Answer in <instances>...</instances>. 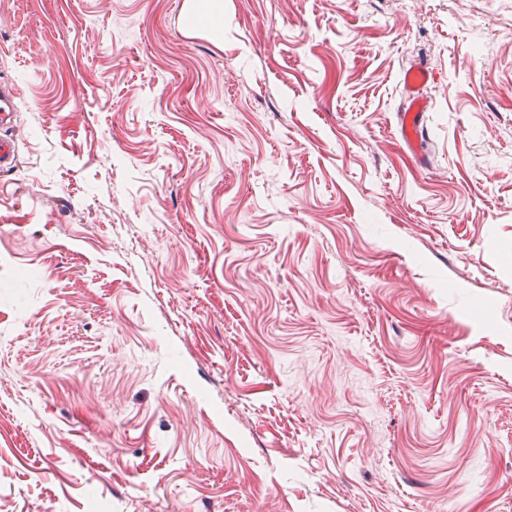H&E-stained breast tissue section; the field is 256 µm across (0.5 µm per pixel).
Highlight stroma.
<instances>
[{
  "label": "stroma",
  "instance_id": "1",
  "mask_svg": "<svg viewBox=\"0 0 512 512\" xmlns=\"http://www.w3.org/2000/svg\"><path fill=\"white\" fill-rule=\"evenodd\" d=\"M222 2L0 0V512H512V0ZM433 82V73L427 64L417 63L404 71L401 134L406 144L414 146L423 137L424 115L429 110V99L424 90ZM17 93L15 88L0 86V130L7 132L13 128L17 119Z\"/></svg>",
  "mask_w": 512,
  "mask_h": 512
}]
</instances>
